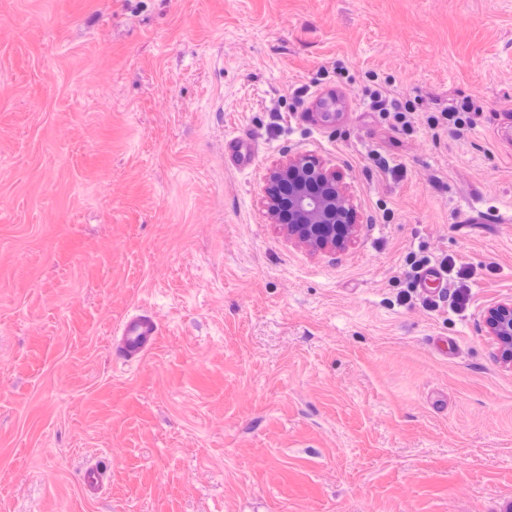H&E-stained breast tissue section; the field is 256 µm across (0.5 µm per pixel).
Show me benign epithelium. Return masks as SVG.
Wrapping results in <instances>:
<instances>
[{"mask_svg":"<svg viewBox=\"0 0 512 512\" xmlns=\"http://www.w3.org/2000/svg\"><path fill=\"white\" fill-rule=\"evenodd\" d=\"M262 194L270 223L315 254L344 251L359 235L341 175L315 160L298 156L270 168ZM484 327L512 368V298L487 309Z\"/></svg>","mask_w":512,"mask_h":512,"instance_id":"7a95c632","label":"benign epithelium"}]
</instances>
